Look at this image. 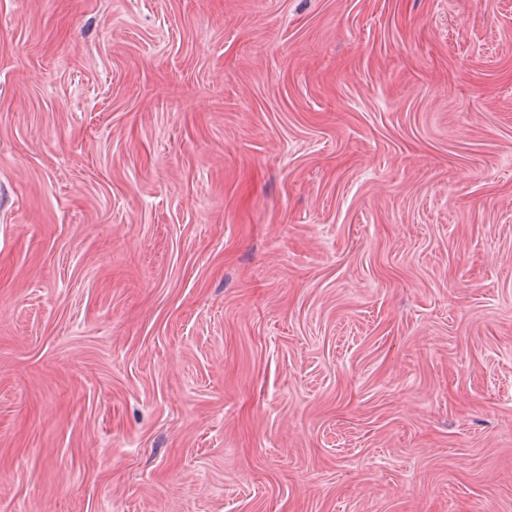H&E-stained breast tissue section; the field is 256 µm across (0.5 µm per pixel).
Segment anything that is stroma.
<instances>
[{
    "instance_id": "obj_1",
    "label": "stroma",
    "mask_w": 512,
    "mask_h": 512,
    "mask_svg": "<svg viewBox=\"0 0 512 512\" xmlns=\"http://www.w3.org/2000/svg\"><path fill=\"white\" fill-rule=\"evenodd\" d=\"M0 512H512V0H0Z\"/></svg>"
}]
</instances>
